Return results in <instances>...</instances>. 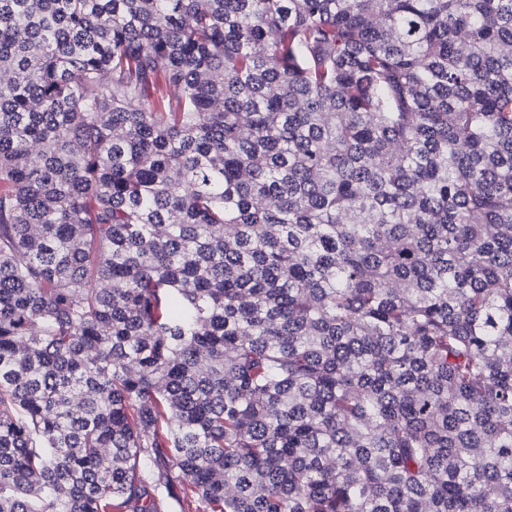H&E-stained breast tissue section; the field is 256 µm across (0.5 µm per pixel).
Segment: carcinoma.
Segmentation results:
<instances>
[{
	"label": "carcinoma",
	"instance_id": "cac0c4a2",
	"mask_svg": "<svg viewBox=\"0 0 512 512\" xmlns=\"http://www.w3.org/2000/svg\"><path fill=\"white\" fill-rule=\"evenodd\" d=\"M0 512H512V0H0Z\"/></svg>",
	"mask_w": 512,
	"mask_h": 512
}]
</instances>
